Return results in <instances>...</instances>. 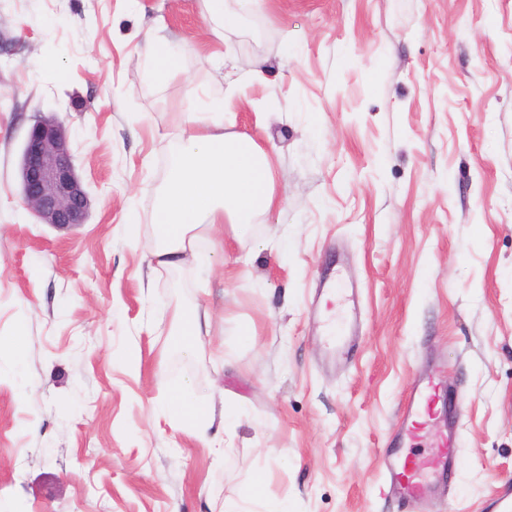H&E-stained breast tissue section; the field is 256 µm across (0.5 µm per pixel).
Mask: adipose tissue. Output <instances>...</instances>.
<instances>
[{
	"label": "adipose tissue",
	"mask_w": 512,
	"mask_h": 512,
	"mask_svg": "<svg viewBox=\"0 0 512 512\" xmlns=\"http://www.w3.org/2000/svg\"><path fill=\"white\" fill-rule=\"evenodd\" d=\"M224 106V98H214L188 112L181 132L182 159L156 216L158 265L182 264L198 226L218 234L228 225L243 230L279 203L268 155L251 137L225 133Z\"/></svg>",
	"instance_id": "ef3b65f1"
}]
</instances>
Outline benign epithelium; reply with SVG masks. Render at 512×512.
Listing matches in <instances>:
<instances>
[{
    "label": "benign epithelium",
    "instance_id": "benign-epithelium-1",
    "mask_svg": "<svg viewBox=\"0 0 512 512\" xmlns=\"http://www.w3.org/2000/svg\"><path fill=\"white\" fill-rule=\"evenodd\" d=\"M20 194L43 224L75 228L85 223L90 200L76 174L64 126L39 118L29 128L19 161Z\"/></svg>",
    "mask_w": 512,
    "mask_h": 512
}]
</instances>
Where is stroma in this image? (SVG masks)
<instances>
[{
	"mask_svg": "<svg viewBox=\"0 0 512 512\" xmlns=\"http://www.w3.org/2000/svg\"><path fill=\"white\" fill-rule=\"evenodd\" d=\"M0 0V512H499L512 487V0ZM180 48L154 77L156 20ZM242 78L224 130L278 207L224 256L158 266L190 106ZM42 116L90 194L37 223L18 163ZM355 301L329 357L319 291ZM212 316L185 351L176 316ZM459 406L450 489L402 503L388 438L415 376ZM190 388L202 424L173 421ZM261 494L248 499L253 480Z\"/></svg>",
	"mask_w": 512,
	"mask_h": 512,
	"instance_id": "35a3bbf8",
	"label": "stroma"
}]
</instances>
